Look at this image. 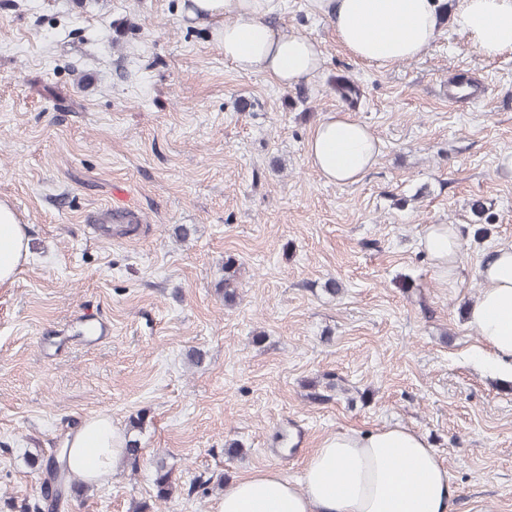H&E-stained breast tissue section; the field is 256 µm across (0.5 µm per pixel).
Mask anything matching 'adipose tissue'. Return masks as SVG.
Here are the masks:
<instances>
[{
  "mask_svg": "<svg viewBox=\"0 0 512 512\" xmlns=\"http://www.w3.org/2000/svg\"><path fill=\"white\" fill-rule=\"evenodd\" d=\"M441 0H316L338 41L366 62L391 64L425 53L442 32ZM193 19L223 22L224 57L241 71L288 88L310 80L323 50L305 35H286L270 21L273 0H188ZM454 21L487 57L512 50V0H462ZM306 153L326 180L360 181L379 155V142L349 113H326L312 130ZM422 247L441 279L453 282L460 240L447 224L429 225ZM28 253L25 225L0 202V286L11 284ZM482 289L468 313L488 365L512 376V245L495 250L480 269ZM124 439L106 417H96L70 440L82 478L113 467ZM456 490L448 469L414 429L394 425L326 437L308 457L301 477L257 471L224 492L221 512H451Z\"/></svg>",
  "mask_w": 512,
  "mask_h": 512,
  "instance_id": "adipose-tissue-1",
  "label": "adipose tissue"
}]
</instances>
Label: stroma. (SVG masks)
Listing matches in <instances>:
<instances>
[{"label":"stroma","instance_id":"1","mask_svg":"<svg viewBox=\"0 0 512 512\" xmlns=\"http://www.w3.org/2000/svg\"><path fill=\"white\" fill-rule=\"evenodd\" d=\"M274 22L322 44L307 83L238 70L219 21L184 0H0V201L30 235L0 287V512L40 494L28 451L137 414V472L64 512H128L160 456L182 488L162 512H220L222 495L189 491L196 476L295 479L326 437L395 423L447 465L454 512H512V381L484 367L462 313L512 243V51L483 56L451 21L419 58L379 66L311 0H277ZM461 73L487 85L480 102L449 100ZM345 108L381 145L352 185L306 155ZM117 198L135 203L137 235L95 233ZM477 204L491 214L479 243ZM431 224L465 234L454 286L420 246ZM229 255L230 310L215 291ZM323 378L335 391L311 400ZM232 439L244 457L225 458ZM235 260L230 256L224 261V277L217 283L218 293L224 299V307L231 308L239 300L240 268L235 267Z\"/></svg>","mask_w":512,"mask_h":512}]
</instances>
